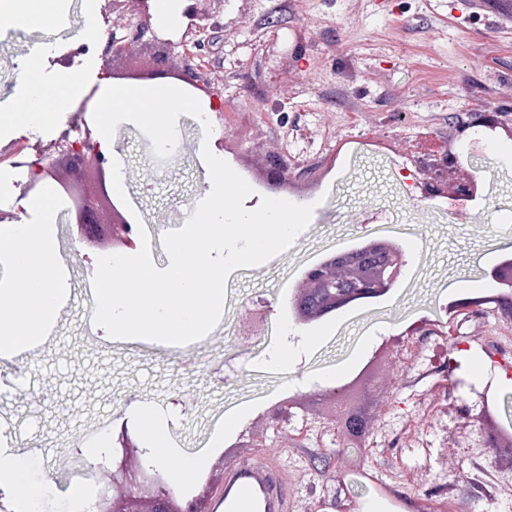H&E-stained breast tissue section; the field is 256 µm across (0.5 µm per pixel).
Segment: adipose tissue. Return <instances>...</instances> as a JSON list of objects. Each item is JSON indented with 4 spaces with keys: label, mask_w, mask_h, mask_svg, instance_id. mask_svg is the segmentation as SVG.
Returning a JSON list of instances; mask_svg holds the SVG:
<instances>
[{
    "label": "adipose tissue",
    "mask_w": 512,
    "mask_h": 512,
    "mask_svg": "<svg viewBox=\"0 0 512 512\" xmlns=\"http://www.w3.org/2000/svg\"><path fill=\"white\" fill-rule=\"evenodd\" d=\"M55 0H0V30L26 28L48 23L53 17ZM36 60L21 69L20 84L29 104L18 113L13 126L23 133L33 126L52 121L53 104H64L84 94L80 73H69L61 87H50L35 77ZM51 197L37 192L29 204L40 218L37 224H13L0 227V249L6 252L14 268V277L0 286V357L28 353L50 328L57 308L66 299V288L54 259V237L50 224ZM136 423L150 444L148 462L169 470L173 482L193 479L203 465L202 459L181 460V468H171L177 457L164 430L165 420L154 408L141 407ZM0 488L7 490L13 502L31 512L37 492L31 483L24 459L11 449L0 448Z\"/></svg>",
    "instance_id": "ef3b65f1"
}]
</instances>
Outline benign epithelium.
Wrapping results in <instances>:
<instances>
[{
	"label": "benign epithelium",
	"instance_id": "benign-epithelium-1",
	"mask_svg": "<svg viewBox=\"0 0 512 512\" xmlns=\"http://www.w3.org/2000/svg\"><path fill=\"white\" fill-rule=\"evenodd\" d=\"M199 0H192L184 10L188 20L187 30L200 27L206 13L198 8ZM97 176L93 182L94 192L88 198L76 203L77 224L91 238L94 225L105 223L110 218L112 243L126 248L134 245L133 228L128 213L112 203L107 188L106 177L112 174V160L107 158L96 145L85 152L66 158L65 173H60L57 164L43 169L41 177L56 180L64 190L86 182V171ZM406 267L404 247L391 240H373L363 247L339 250L321 262H317L304 272L302 281L305 287L295 291L290 305V316L295 325H305L319 321L357 302L377 299L399 283ZM500 293L492 297L477 299L465 298L453 304L461 310H469L487 302H496L502 311L512 316V268L496 267L491 272ZM344 436L354 441L364 433L361 418L351 411H336ZM120 447L112 456V469L105 483L108 496L105 498L107 512H134L128 507V499L113 494L114 488L124 489L135 486L142 497L164 502L165 508L155 512H198L197 500L178 503L179 494L173 486L164 482L157 469L144 463L145 450L139 448L128 431L121 432L118 438Z\"/></svg>",
	"mask_w": 512,
	"mask_h": 512
}]
</instances>
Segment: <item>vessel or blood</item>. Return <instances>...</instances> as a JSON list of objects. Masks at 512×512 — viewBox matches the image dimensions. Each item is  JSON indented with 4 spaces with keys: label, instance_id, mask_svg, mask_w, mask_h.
I'll list each match as a JSON object with an SVG mask.
<instances>
[{
    "label": "vessel or blood",
    "instance_id": "obj_1",
    "mask_svg": "<svg viewBox=\"0 0 512 512\" xmlns=\"http://www.w3.org/2000/svg\"><path fill=\"white\" fill-rule=\"evenodd\" d=\"M224 491L236 496L234 512H292L288 470L278 460L228 469Z\"/></svg>",
    "mask_w": 512,
    "mask_h": 512
}]
</instances>
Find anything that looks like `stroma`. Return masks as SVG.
Instances as JSON below:
<instances>
[{
    "label": "stroma",
    "mask_w": 512,
    "mask_h": 512,
    "mask_svg": "<svg viewBox=\"0 0 512 512\" xmlns=\"http://www.w3.org/2000/svg\"><path fill=\"white\" fill-rule=\"evenodd\" d=\"M203 8V34L187 33L182 16L167 29L149 19L114 64L129 70L160 55L170 68L199 69L217 110L208 132L179 116L165 160L135 124L115 131L113 154L154 265L169 266L163 238L208 187L207 138L252 186L245 207L275 195L312 205L311 221L293 248L232 271L218 324L170 350L107 340L92 321L97 255L76 225L53 219L69 297L31 352L0 360V433L42 491L39 512H66L71 484L99 488L84 446H108L124 427L137 434L132 414L145 403L167 417L181 455L205 457L201 482L180 489L195 495L208 485L204 512L223 493L226 468L254 462L261 449L286 451L293 512H342L352 499L364 512H512V453L488 438L478 398L489 391L500 419L512 420V385L488 354L512 341V318L489 302L452 307L471 283L496 295L488 272L512 251V0H205ZM129 32L111 0H58L53 23L0 32V103L11 112L24 108L19 69L37 48L39 80L58 84L75 71L85 82L53 126L0 133V168L47 160L75 120L92 123L108 40ZM484 113L497 114L496 129L478 125ZM447 153L458 164L438 171ZM436 178L448 190L432 197L426 183ZM472 178L477 195L452 211V186ZM364 238L403 245L401 281L328 317L330 334L303 345L321 325L291 326L283 296L314 260ZM259 300L270 314L256 335L247 310ZM377 354V382L357 399L370 418L358 447L321 399L328 374L350 376ZM295 394L307 399V416L271 429L274 407ZM233 413L243 419L225 430ZM485 466L497 491L475 478Z\"/></svg>",
    "instance_id": "1"
}]
</instances>
